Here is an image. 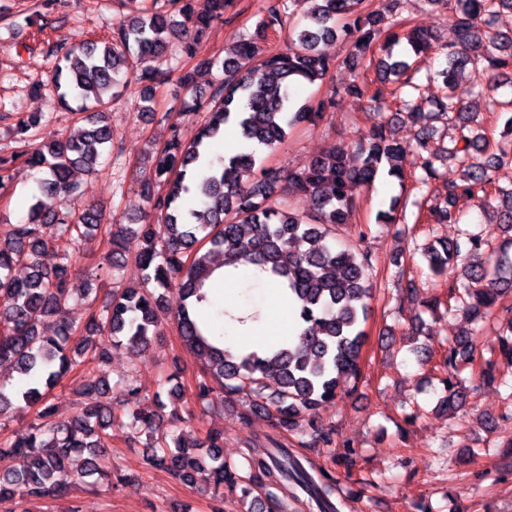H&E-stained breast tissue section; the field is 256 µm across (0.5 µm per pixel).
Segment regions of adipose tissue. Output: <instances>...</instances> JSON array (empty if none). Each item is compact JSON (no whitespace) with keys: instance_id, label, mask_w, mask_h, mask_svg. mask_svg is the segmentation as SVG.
I'll use <instances>...</instances> for the list:
<instances>
[{"instance_id":"obj_1","label":"adipose tissue","mask_w":512,"mask_h":512,"mask_svg":"<svg viewBox=\"0 0 512 512\" xmlns=\"http://www.w3.org/2000/svg\"><path fill=\"white\" fill-rule=\"evenodd\" d=\"M216 276L200 311L214 324L223 347L261 353L285 345L295 336V306L286 286L256 268L246 274L222 268ZM254 283L264 288V302L257 307L244 300L247 286Z\"/></svg>"}]
</instances>
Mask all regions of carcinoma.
I'll list each match as a JSON object with an SVG mask.
<instances>
[{"instance_id":"1","label":"carcinoma","mask_w":512,"mask_h":512,"mask_svg":"<svg viewBox=\"0 0 512 512\" xmlns=\"http://www.w3.org/2000/svg\"><path fill=\"white\" fill-rule=\"evenodd\" d=\"M310 4L305 23L294 20L295 3ZM149 6L125 16L112 27L105 42L60 39L48 44L55 58L54 89L61 103L85 124L78 137H61L48 145L0 156V185L24 166L36 175V202L21 224L0 225V363L10 362L27 384L16 390L0 382V418L21 407L36 409L37 422L21 437L0 442L18 468L0 474V512H17L25 499L63 497L78 486L101 479L120 483L128 478L112 470L107 457L109 430L127 428L144 433L143 461L165 468L176 478L214 498L232 496L233 512H263L259 489L279 512H340V477L336 467L350 472L356 451L336 439L331 427L317 424L322 406L350 394L344 380L359 384L367 318L372 296L371 256L336 247L332 228L349 223L358 191L384 172L405 187L403 148L394 137L393 122L381 119L363 138L331 146L301 166L285 171L258 162L253 146L274 148L299 125H313L336 106V96L365 97L378 113L395 111L403 121L421 128L420 168L413 181L421 192L414 202L432 224H460L461 197L478 203L484 227L459 229L452 239L433 238L421 247L430 274L453 277L446 303L433 297L426 311L459 312L471 328L456 336L444 350L439 367L441 391L436 409L454 413L469 403L467 376L512 389V378L498 375L499 362L512 364V190L501 189L497 169L512 165V97L498 101L504 121L499 139L466 109L465 96L489 82L512 88V31L499 29L501 16L512 14V0H427L448 10L454 40L439 47L446 67L439 72L444 95L431 101L426 112L416 93L419 85L408 72L413 64L393 59L394 47L406 43L420 58L436 48L433 32L408 27L399 15V0H263L255 32L238 38L224 59L199 66L221 65L224 82L206 99L207 118L193 140L185 142L176 124L155 152L144 175L143 194L149 210L136 224L104 225L105 214L84 198L75 170L93 172L108 145L112 127L108 107L122 93L128 75L156 80L154 63L166 53L169 39H180L181 52L195 57L194 45L213 24L224 20L233 0H145ZM288 31L283 48L263 46L268 31ZM351 50L345 65L354 72L371 64L375 51L382 77L399 83L388 102L360 79L334 88L312 107L297 104L294 90L302 83L322 81L336 67L321 45L336 39ZM252 63L243 69L242 61ZM471 66L472 80L461 88L460 70ZM455 122L458 135L448 145H433L428 130L432 118ZM235 126L245 148L204 161L211 144ZM456 162L460 178L446 192L429 197L425 189L438 177L434 166L443 156ZM304 196L311 201L308 216L284 211L272 199ZM106 229L109 250L105 272L112 281L129 256L141 271L135 286L112 291L108 304L90 310L83 334L67 315L72 300L90 301L87 288L78 287L68 264L80 257L94 232ZM67 236L74 252L65 264L49 272L38 257L55 238ZM223 255L220 262L212 256ZM25 261L28 276H13ZM255 265L288 285L298 306L302 326L299 343L260 355H239L209 341L198 324L195 305L206 300L203 288L222 266ZM175 288L182 303L176 318L178 335L203 361L192 393L204 414L232 398L241 417L260 413L276 430L287 432L302 448H320L326 465L315 467L308 458L286 448L250 447L244 463L224 459L223 436L207 433L193 445L185 434L162 428L160 411L171 406L180 421L186 409L180 394L169 392L170 404L156 396L158 410L145 413L119 409L112 402L105 365L111 349L135 355L163 334V292ZM56 318L55 334L39 331L46 317ZM495 328L490 356L480 354V330ZM81 369L76 393L83 398L76 410L62 416L51 402L52 389Z\"/></svg>"}]
</instances>
